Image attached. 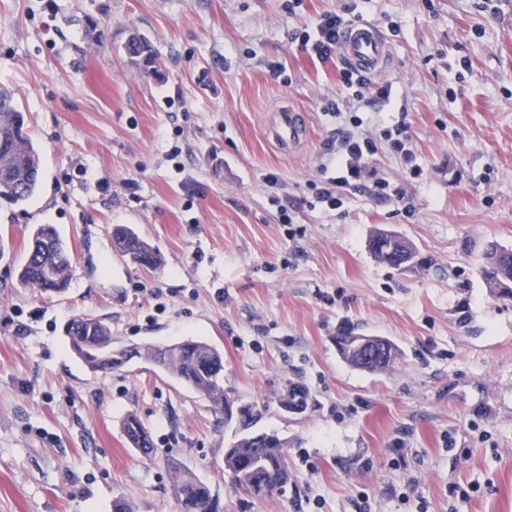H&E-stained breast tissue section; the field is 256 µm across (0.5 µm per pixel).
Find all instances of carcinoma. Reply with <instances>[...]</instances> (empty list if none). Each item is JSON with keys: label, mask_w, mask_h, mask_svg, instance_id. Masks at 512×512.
Listing matches in <instances>:
<instances>
[{"label": "carcinoma", "mask_w": 512, "mask_h": 512, "mask_svg": "<svg viewBox=\"0 0 512 512\" xmlns=\"http://www.w3.org/2000/svg\"><path fill=\"white\" fill-rule=\"evenodd\" d=\"M127 54L149 64L152 61L150 44L138 35L128 41ZM40 156L25 131L23 113L11 103V96L0 94V201L13 206L25 205L38 191L41 178ZM113 240L119 251L135 263L153 270L164 266L162 253L124 226L115 229ZM483 279L495 297L512 296V250L490 245L485 251ZM72 264L66 243L56 228L40 224L34 228L25 263L19 270V283L44 294H61L71 283ZM71 347L93 371H118L134 358L157 365L171 374L182 385L209 402L219 422L233 426L239 438L232 450L224 452V477L236 490L253 498L262 499L280 492L290 477L285 453V441L273 433L275 443L254 439L253 427L260 410L246 405L247 412L233 420L226 409L241 403L224 387V355L214 345L201 340H186L166 347L146 345L130 349L112 345V329L97 317H78L67 327ZM359 336L343 331L336 336L342 358L351 366L359 367L352 345ZM401 356H379L363 366L370 372H384L394 366ZM300 399L304 408L312 405L309 389L300 382L290 381L278 398ZM122 429L132 448L144 456L155 452L148 429L133 413L128 414ZM170 483L181 512H211L217 505L211 485L191 472L174 466Z\"/></svg>", "instance_id": "carcinoma-1"}]
</instances>
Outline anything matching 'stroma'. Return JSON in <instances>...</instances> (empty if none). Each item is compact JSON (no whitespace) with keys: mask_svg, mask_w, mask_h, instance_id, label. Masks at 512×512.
Segmentation results:
<instances>
[{"mask_svg":"<svg viewBox=\"0 0 512 512\" xmlns=\"http://www.w3.org/2000/svg\"><path fill=\"white\" fill-rule=\"evenodd\" d=\"M352 1L392 49L391 96L360 109L361 130L405 121L423 174L379 151L373 166L408 205L347 189L339 209L301 208L292 238L264 177L309 196L336 127L323 108L348 92L335 61L290 35ZM287 3L0 0V93L42 168L25 206L0 205V512H112L119 497L180 512L174 462L212 485L219 512H512V300L481 275L488 243L512 249V0ZM134 32L155 66L129 60ZM282 101L308 115L288 156L263 136ZM37 224L71 250L62 294L18 282ZM118 225L164 266L117 253ZM379 229L414 245L411 266L373 255ZM82 315L123 345L222 349L225 387L288 442L285 489L257 500L228 485L233 432L158 367L90 370L64 335ZM343 330L390 338L398 364L350 366ZM291 381L313 397L297 416L276 404ZM130 413L153 458L128 444Z\"/></svg>","mask_w":512,"mask_h":512,"instance_id":"obj_1","label":"stroma"}]
</instances>
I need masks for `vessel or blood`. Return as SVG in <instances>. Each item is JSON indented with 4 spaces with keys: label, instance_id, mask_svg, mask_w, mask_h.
I'll use <instances>...</instances> for the list:
<instances>
[{
    "label": "vessel or blood",
    "instance_id": "vessel-or-blood-1",
    "mask_svg": "<svg viewBox=\"0 0 512 512\" xmlns=\"http://www.w3.org/2000/svg\"><path fill=\"white\" fill-rule=\"evenodd\" d=\"M339 52L345 62L366 75L382 73L390 60L389 43L382 29L370 20L355 22L346 30ZM304 135L300 113L289 106L276 108L264 126L265 138L284 152Z\"/></svg>",
    "mask_w": 512,
    "mask_h": 512
}]
</instances>
